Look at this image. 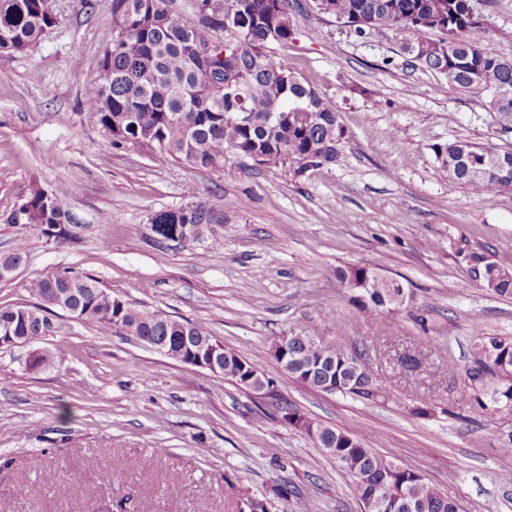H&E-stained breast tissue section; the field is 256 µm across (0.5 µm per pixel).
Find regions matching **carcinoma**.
Instances as JSON below:
<instances>
[{
	"label": "carcinoma",
	"instance_id": "carcinoma-1",
	"mask_svg": "<svg viewBox=\"0 0 512 512\" xmlns=\"http://www.w3.org/2000/svg\"><path fill=\"white\" fill-rule=\"evenodd\" d=\"M176 0H112L114 29L85 75L100 102L99 122L112 144L144 143L157 161L182 160L199 170L226 168L229 156L249 159L266 169L301 173L336 162L346 140L336 103L304 83L288 66L282 50L293 40L291 0H194V22L177 13ZM331 14L363 35L370 30L402 33L400 53L412 67L444 77L458 92L489 91V111L504 133L512 132V57L500 55L487 26L475 15L473 0H322ZM53 0H0V54L33 49L55 25ZM439 170L448 181L474 194L494 190L512 194V154L467 139L434 147ZM221 198L153 214L150 222L165 228L156 241H177L176 229L200 225L214 237L224 224ZM37 228L47 239L66 242L77 217L61 197L47 206L34 188L6 218ZM19 241L0 254L3 271L21 264ZM470 257L480 264L483 287L512 297V269L484 253ZM349 300L363 317H390L404 305L403 284L365 266L339 270ZM33 305L0 307V336H21L28 345L44 336L53 304L102 334L132 336L164 344L179 359L183 338L202 348L216 345L224 364L220 374L245 389L251 360L224 347L199 323L180 321L160 310L136 306L88 276L70 271L33 280ZM288 374L304 385L371 400L379 387L370 369L360 367L355 350L324 340L305 326L288 336ZM55 357L42 351L29 367H54ZM462 402L489 415L512 411V336L476 332L470 367L465 371ZM288 425L305 433L336 466L353 478L364 512H461L459 502L439 491L422 474L402 467L363 446L353 435L305 414Z\"/></svg>",
	"mask_w": 512,
	"mask_h": 512
}]
</instances>
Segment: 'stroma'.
<instances>
[{
  "label": "stroma",
  "mask_w": 512,
  "mask_h": 512,
  "mask_svg": "<svg viewBox=\"0 0 512 512\" xmlns=\"http://www.w3.org/2000/svg\"><path fill=\"white\" fill-rule=\"evenodd\" d=\"M497 50L512 56V0H477ZM57 22L30 52L0 54V253L25 260L0 306L32 303L36 277L72 271L149 310L204 324L276 385L261 398L223 377L59 310L38 346L0 347V512H361L351 477L302 432L290 404L419 471L463 512H512L501 472L507 421L455 402L475 332L512 336V298L469 282V252L512 267V195H480L438 170L433 145L457 138L512 148L489 93L452 90L404 67L402 35L353 30L294 0L288 64L338 109L347 139L334 164L296 175L232 158L234 173L158 163L113 147L84 74L112 39V0H56ZM60 193L80 222L72 242L6 223L33 185ZM232 200L218 237L157 243L152 214ZM366 266L412 293L393 317L364 318L336 271ZM359 348L378 386L364 401L313 390L274 358L306 324ZM54 368L29 369L33 349ZM418 407L430 416L415 415ZM69 483L67 496L57 488Z\"/></svg>",
  "instance_id": "obj_1"
}]
</instances>
